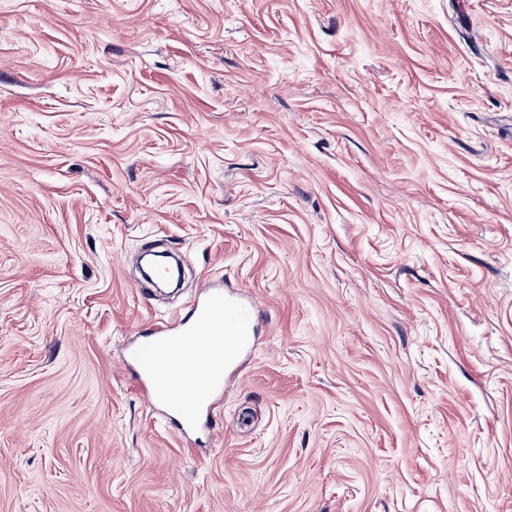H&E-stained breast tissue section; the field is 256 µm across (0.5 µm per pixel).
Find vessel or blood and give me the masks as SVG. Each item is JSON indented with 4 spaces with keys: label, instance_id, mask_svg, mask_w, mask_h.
<instances>
[{
    "label": "vessel or blood",
    "instance_id": "obj_1",
    "mask_svg": "<svg viewBox=\"0 0 512 512\" xmlns=\"http://www.w3.org/2000/svg\"><path fill=\"white\" fill-rule=\"evenodd\" d=\"M253 319V303L244 301L238 293L209 287L193 303L189 317L156 325L129 347L125 369L136 371L150 406L164 404L173 412L182 438L196 435L221 399L222 375L232 372L238 358L247 350L254 330ZM222 345L228 353L225 361L220 362L213 359L212 353ZM182 350L199 357L191 393L168 403L161 394L164 380L156 372L157 362L160 357Z\"/></svg>",
    "mask_w": 512,
    "mask_h": 512
}]
</instances>
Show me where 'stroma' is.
Returning a JSON list of instances; mask_svg holds the SVG:
<instances>
[{
	"mask_svg": "<svg viewBox=\"0 0 512 512\" xmlns=\"http://www.w3.org/2000/svg\"><path fill=\"white\" fill-rule=\"evenodd\" d=\"M0 512H512V0H0ZM254 305L244 301L238 293L219 287H208L193 303L190 316L176 323H161L147 336L128 347L126 370H135L147 403L156 408L168 406L174 412L178 434L191 439L198 433L205 420L211 439L217 431L211 427L209 416L224 392L222 382L223 360H215L212 353L221 342L228 349L224 361V377L233 372L238 358L249 346V336L254 330ZM224 340V342H223ZM188 350L198 355L192 394L176 401H165L161 391L165 383H173L156 372L160 357H169Z\"/></svg>",
	"mask_w": 512,
	"mask_h": 512,
	"instance_id": "1",
	"label": "stroma"
}]
</instances>
